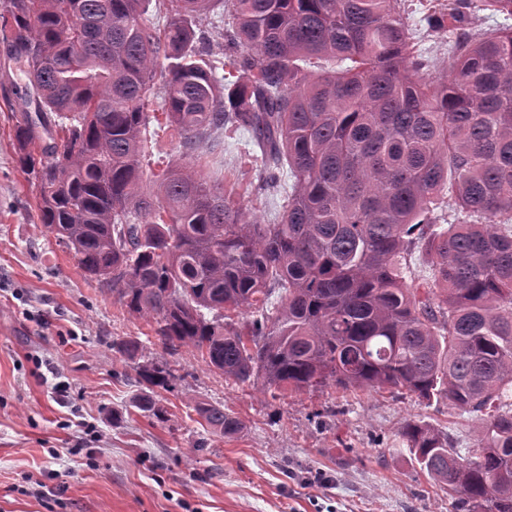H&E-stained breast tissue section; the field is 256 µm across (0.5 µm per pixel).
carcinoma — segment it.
<instances>
[{
  "label": "carcinoma",
  "mask_w": 512,
  "mask_h": 512,
  "mask_svg": "<svg viewBox=\"0 0 512 512\" xmlns=\"http://www.w3.org/2000/svg\"><path fill=\"white\" fill-rule=\"evenodd\" d=\"M145 2L0 13L27 78L15 139L40 222L90 282L155 320L165 351L192 346L228 380L391 389L474 415L473 456L419 421L399 434L458 512H512V0H419L448 33V71L431 78L402 0H167L161 27ZM221 3L213 43L195 20ZM478 11L506 23L473 29ZM161 117L190 151L221 148L227 125L250 132L258 190L282 193L275 216L250 222L182 166L145 188ZM417 250L433 267L423 290L404 277ZM138 374L174 379L165 361ZM195 410L214 433L243 427Z\"/></svg>",
  "instance_id": "obj_1"
}]
</instances>
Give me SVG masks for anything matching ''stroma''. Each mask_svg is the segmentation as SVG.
Wrapping results in <instances>:
<instances>
[{
    "mask_svg": "<svg viewBox=\"0 0 512 512\" xmlns=\"http://www.w3.org/2000/svg\"><path fill=\"white\" fill-rule=\"evenodd\" d=\"M24 81L16 72L0 81V512H454L399 429L423 422L465 452L482 437L474 416L409 394L225 380L194 347L166 353L152 318L87 283L39 223L36 188L17 164L21 115L6 99ZM223 140V152L189 156L168 129L151 150L221 171L225 195L267 221L282 200L256 194L262 172L249 134L228 130ZM129 340L175 371L169 389L152 393L160 416L138 406L145 388L120 350ZM200 402L223 406L242 430L206 431Z\"/></svg>",
    "mask_w": 512,
    "mask_h": 512,
    "instance_id": "obj_1",
    "label": "stroma"
}]
</instances>
